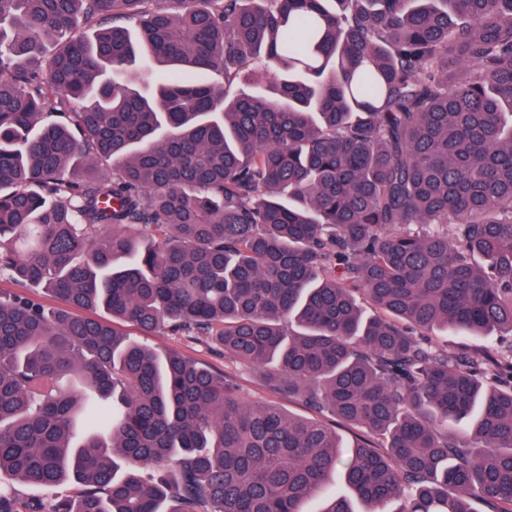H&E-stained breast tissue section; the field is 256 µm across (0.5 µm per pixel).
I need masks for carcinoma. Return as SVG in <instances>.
Here are the masks:
<instances>
[{
  "mask_svg": "<svg viewBox=\"0 0 512 512\" xmlns=\"http://www.w3.org/2000/svg\"><path fill=\"white\" fill-rule=\"evenodd\" d=\"M5 273L0 512H512V0H0ZM113 327L116 331L136 337L160 351L176 350L188 359L224 372V375L231 377L237 384L241 399L245 403L252 405L276 403L287 413L295 416H307L306 409L297 401H288L269 390L262 382L258 370L224 356L222 351L210 346V343L204 339L191 340L175 336L168 329H160L145 336L134 323L127 320H115ZM496 333H486L477 336L464 335L463 333L448 329L438 333L437 341L440 347L448 349V353L456 352L460 349H484L487 347H496L500 345V339Z\"/></svg>",
  "mask_w": 512,
  "mask_h": 512,
  "instance_id": "carcinoma-1",
  "label": "carcinoma"
}]
</instances>
